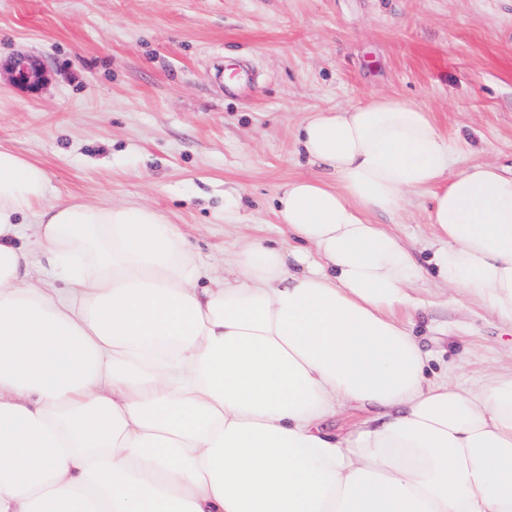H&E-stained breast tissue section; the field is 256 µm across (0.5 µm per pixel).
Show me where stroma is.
Masks as SVG:
<instances>
[{
	"instance_id": "1",
	"label": "stroma",
	"mask_w": 512,
	"mask_h": 512,
	"mask_svg": "<svg viewBox=\"0 0 512 512\" xmlns=\"http://www.w3.org/2000/svg\"><path fill=\"white\" fill-rule=\"evenodd\" d=\"M19 53L46 69L39 93L12 83ZM370 94L417 99L458 167L511 169L512 0H0V146L41 164L56 200L163 211L219 270L253 236L287 243L277 188L316 172L299 123ZM428 206L374 220L412 250L427 377L470 383L512 364V325L437 280Z\"/></svg>"
}]
</instances>
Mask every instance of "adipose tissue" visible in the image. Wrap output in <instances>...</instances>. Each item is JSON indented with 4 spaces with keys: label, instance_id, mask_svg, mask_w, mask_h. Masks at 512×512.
Returning a JSON list of instances; mask_svg holds the SVG:
<instances>
[{
    "label": "adipose tissue",
    "instance_id": "1",
    "mask_svg": "<svg viewBox=\"0 0 512 512\" xmlns=\"http://www.w3.org/2000/svg\"><path fill=\"white\" fill-rule=\"evenodd\" d=\"M297 142L321 174L274 199L294 245L220 276L163 213L51 200L0 146V512H512V369L426 379L412 256L373 221L431 191L439 278L512 324V174L457 167L401 96Z\"/></svg>",
    "mask_w": 512,
    "mask_h": 512
}]
</instances>
